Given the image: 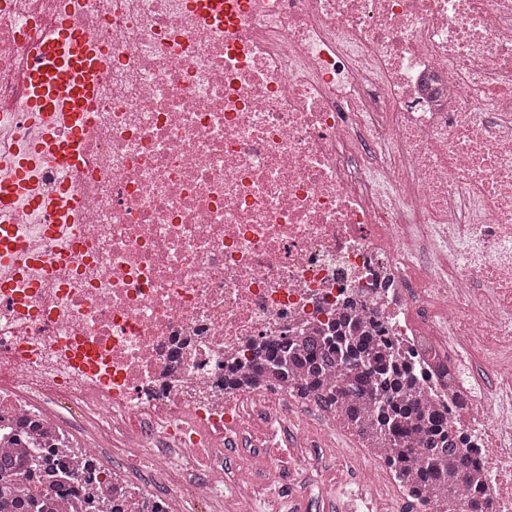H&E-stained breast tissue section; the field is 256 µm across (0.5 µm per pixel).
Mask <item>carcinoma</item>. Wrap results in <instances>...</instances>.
Here are the masks:
<instances>
[{"mask_svg":"<svg viewBox=\"0 0 512 512\" xmlns=\"http://www.w3.org/2000/svg\"><path fill=\"white\" fill-rule=\"evenodd\" d=\"M268 364L285 381L301 377V394L323 388L334 401L347 397V419L369 429L377 444L394 449L389 464L412 476L422 497L446 496L451 503L461 496L465 475L478 482L444 416L424 407L393 358L351 324L340 321L327 336H285L270 349ZM374 392L379 401L373 409L366 397ZM35 467L32 453H0V512H40L39 501L16 492Z\"/></svg>","mask_w":512,"mask_h":512,"instance_id":"carcinoma-1","label":"carcinoma"}]
</instances>
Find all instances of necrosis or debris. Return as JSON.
<instances>
[{
	"instance_id": "necrosis-or-debris-1",
	"label": "necrosis or debris",
	"mask_w": 512,
	"mask_h": 512,
	"mask_svg": "<svg viewBox=\"0 0 512 512\" xmlns=\"http://www.w3.org/2000/svg\"><path fill=\"white\" fill-rule=\"evenodd\" d=\"M201 9L0 0V154L76 197L65 224L0 211L29 250L0 260V440L63 466L59 512H294L312 447L367 512H440L343 409L262 377L263 344L349 313L512 512V0ZM63 20L98 68L66 173L17 136Z\"/></svg>"
}]
</instances>
